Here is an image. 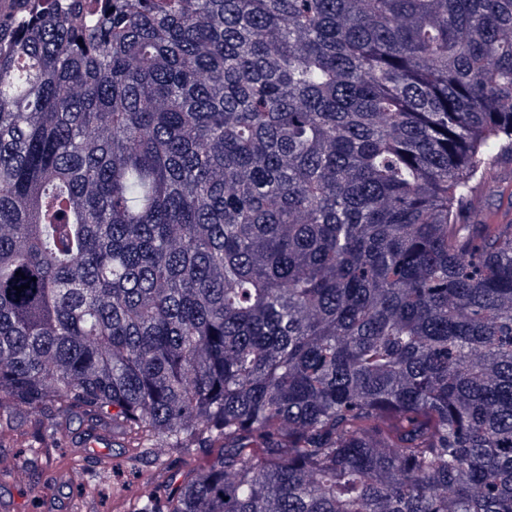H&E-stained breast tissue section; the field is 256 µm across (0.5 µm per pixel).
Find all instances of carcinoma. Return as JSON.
Listing matches in <instances>:
<instances>
[{
	"mask_svg": "<svg viewBox=\"0 0 512 512\" xmlns=\"http://www.w3.org/2000/svg\"><path fill=\"white\" fill-rule=\"evenodd\" d=\"M511 164L512 0H0L5 428L183 455L140 512H512Z\"/></svg>",
	"mask_w": 512,
	"mask_h": 512,
	"instance_id": "cac0c4a2",
	"label": "carcinoma"
}]
</instances>
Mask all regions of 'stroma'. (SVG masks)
<instances>
[{
  "label": "stroma",
  "mask_w": 512,
  "mask_h": 512,
  "mask_svg": "<svg viewBox=\"0 0 512 512\" xmlns=\"http://www.w3.org/2000/svg\"><path fill=\"white\" fill-rule=\"evenodd\" d=\"M89 430L81 419L70 417L67 428L52 450V470L33 472L28 487H15L0 482V496L16 500V512H40L44 503H51L61 512H72L73 505L83 497L86 484L97 487L94 512H139L141 507L138 488L151 474L147 464L132 465L120 441L91 448ZM112 458V473L104 478L99 474L97 459L102 455ZM82 467L87 471L85 484L71 485L61 479V471L69 467Z\"/></svg>",
  "instance_id": "35a3bbf8"
}]
</instances>
